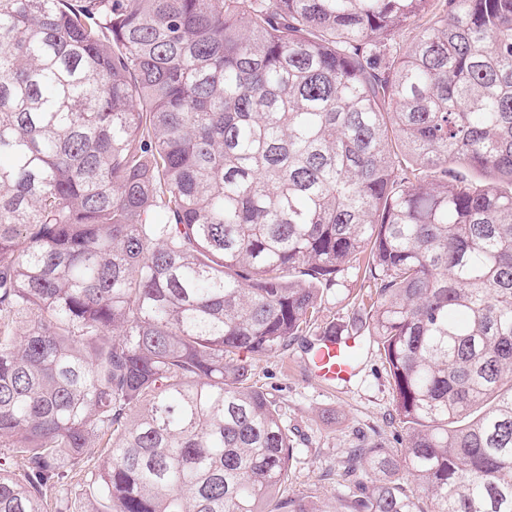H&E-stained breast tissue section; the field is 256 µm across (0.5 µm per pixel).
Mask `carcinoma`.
Listing matches in <instances>:
<instances>
[{
    "instance_id": "1",
    "label": "carcinoma",
    "mask_w": 512,
    "mask_h": 512,
    "mask_svg": "<svg viewBox=\"0 0 512 512\" xmlns=\"http://www.w3.org/2000/svg\"><path fill=\"white\" fill-rule=\"evenodd\" d=\"M505 181L512 0H0V512H315L254 360L351 278L349 512H512Z\"/></svg>"
}]
</instances>
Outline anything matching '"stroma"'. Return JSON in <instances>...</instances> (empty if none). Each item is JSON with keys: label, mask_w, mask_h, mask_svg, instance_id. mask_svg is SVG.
Segmentation results:
<instances>
[{"label": "stroma", "mask_w": 512, "mask_h": 512, "mask_svg": "<svg viewBox=\"0 0 512 512\" xmlns=\"http://www.w3.org/2000/svg\"><path fill=\"white\" fill-rule=\"evenodd\" d=\"M320 332L319 326H312L280 352L256 359L255 373L259 386L280 400L284 418L296 434L297 451L285 495L308 497L319 512H341L357 484L370 481L363 469L346 475L348 450L375 436L391 447H403L404 431L376 342L363 338L357 376L332 391L316 383L306 361V351Z\"/></svg>", "instance_id": "obj_1"}]
</instances>
